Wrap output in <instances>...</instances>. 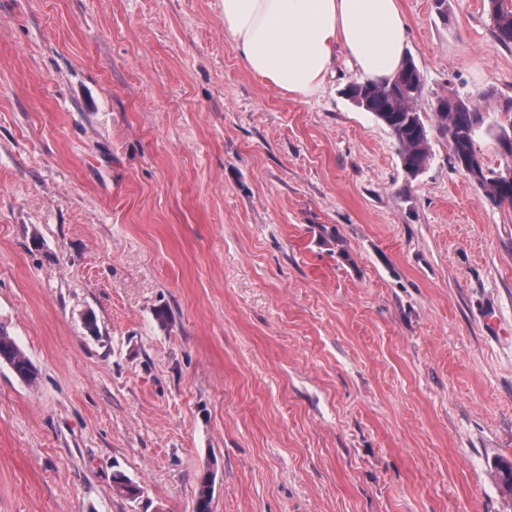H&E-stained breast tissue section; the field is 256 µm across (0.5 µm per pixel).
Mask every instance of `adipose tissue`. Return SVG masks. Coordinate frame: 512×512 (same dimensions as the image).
I'll return each instance as SVG.
<instances>
[{
	"label": "adipose tissue",
	"instance_id": "adipose-tissue-1",
	"mask_svg": "<svg viewBox=\"0 0 512 512\" xmlns=\"http://www.w3.org/2000/svg\"><path fill=\"white\" fill-rule=\"evenodd\" d=\"M224 32L246 68L281 93L321 91L337 49L366 79L400 67L406 21L400 0H220Z\"/></svg>",
	"mask_w": 512,
	"mask_h": 512
}]
</instances>
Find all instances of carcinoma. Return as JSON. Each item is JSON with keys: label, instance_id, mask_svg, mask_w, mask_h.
Listing matches in <instances>:
<instances>
[{"label": "carcinoma", "instance_id": "obj_1", "mask_svg": "<svg viewBox=\"0 0 512 512\" xmlns=\"http://www.w3.org/2000/svg\"><path fill=\"white\" fill-rule=\"evenodd\" d=\"M493 22L494 37L504 45H512V0H487ZM423 94L420 72L412 58L404 59L393 77L384 81L363 80L350 85L349 96L361 99V108L373 113L386 125L398 143L404 168L425 170L430 163V129L418 109ZM451 105L435 107L437 129L448 138L454 160L462 158L476 163L469 178L484 192V197L497 206L512 207V180L504 172L486 167L476 150V137L485 124L483 112L460 96H448ZM0 361L8 364L21 380L31 383L37 370L4 328L0 327ZM213 494L203 477H198L193 512H211Z\"/></svg>", "mask_w": 512, "mask_h": 512}]
</instances>
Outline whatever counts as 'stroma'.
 Segmentation results:
<instances>
[{"label": "stroma", "mask_w": 512, "mask_h": 512, "mask_svg": "<svg viewBox=\"0 0 512 512\" xmlns=\"http://www.w3.org/2000/svg\"><path fill=\"white\" fill-rule=\"evenodd\" d=\"M400 3L414 179L344 51L292 98L219 0H0V512H512V208L434 128L506 122L512 45ZM448 100L451 105L446 109L436 106L434 116L437 129L448 138L454 163L462 158L475 162L477 170L468 177L483 190L484 197L494 205L512 207V180L504 177V173L509 176L512 172L485 168L475 147L477 134L485 124L483 112L456 94L448 95ZM0 361L8 364L21 380L31 383L37 377V370L17 345L15 340L0 326Z\"/></svg>", "instance_id": "35a3bbf8"}]
</instances>
